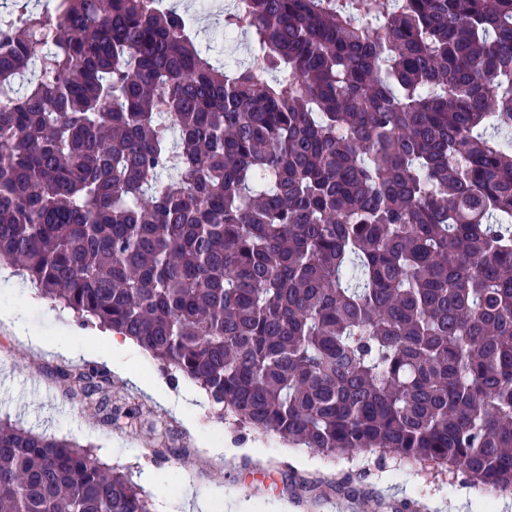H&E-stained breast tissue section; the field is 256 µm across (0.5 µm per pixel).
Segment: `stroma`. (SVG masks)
I'll use <instances>...</instances> for the list:
<instances>
[{
  "instance_id": "stroma-1",
  "label": "stroma",
  "mask_w": 512,
  "mask_h": 512,
  "mask_svg": "<svg viewBox=\"0 0 512 512\" xmlns=\"http://www.w3.org/2000/svg\"><path fill=\"white\" fill-rule=\"evenodd\" d=\"M166 4L192 17L202 47L224 26L220 5L200 10L195 0ZM4 312L15 313L46 348L32 350L0 323V419L89 447L99 462L142 485L151 512H192V504L217 491L224 500L252 504L254 512H425L434 499L442 500L441 512H451L461 498L474 512H488L483 491L445 473L401 465L373 450L326 457L217 422L196 384L171 383L138 346L122 354L123 371L113 370L105 360L107 329L79 324L72 312L37 298L17 267L0 274ZM63 346L87 348L89 355L71 361L60 354ZM73 363L107 374L113 403L141 404L139 424L101 420L60 374Z\"/></svg>"
}]
</instances>
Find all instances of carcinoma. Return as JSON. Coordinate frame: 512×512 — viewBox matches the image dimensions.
I'll return each instance as SVG.
<instances>
[{"label": "carcinoma", "instance_id": "carcinoma-1", "mask_svg": "<svg viewBox=\"0 0 512 512\" xmlns=\"http://www.w3.org/2000/svg\"><path fill=\"white\" fill-rule=\"evenodd\" d=\"M231 4L247 63L148 0L0 16V262L221 422L512 494V0ZM0 512L151 509L0 421Z\"/></svg>", "mask_w": 512, "mask_h": 512}]
</instances>
